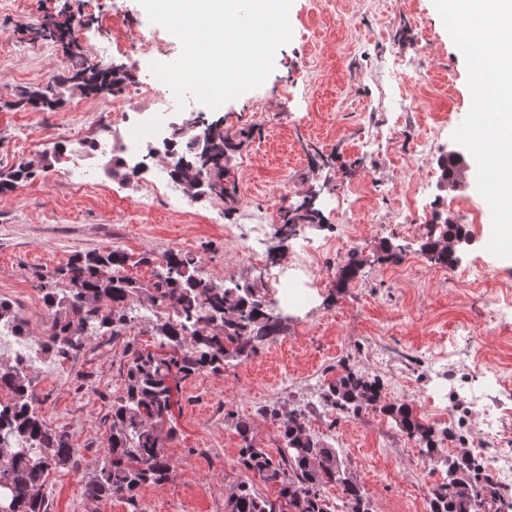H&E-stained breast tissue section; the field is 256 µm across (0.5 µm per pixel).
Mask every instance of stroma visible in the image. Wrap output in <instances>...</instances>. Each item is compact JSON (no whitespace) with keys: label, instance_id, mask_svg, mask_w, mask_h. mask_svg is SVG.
I'll list each match as a JSON object with an SVG mask.
<instances>
[{"label":"stroma","instance_id":"obj_1","mask_svg":"<svg viewBox=\"0 0 512 512\" xmlns=\"http://www.w3.org/2000/svg\"><path fill=\"white\" fill-rule=\"evenodd\" d=\"M289 19L307 37L277 49L269 83L215 109L187 99L169 117L179 124L200 115L223 120L230 134L248 132L226 162L230 200L207 195L182 208L161 195L136 216L137 184L109 173L118 154L99 155L57 131L77 104L85 121H95L111 106V95L68 92L52 111L15 108L22 90L45 87L73 64L60 46L32 39L29 30L45 21L72 24L87 60L111 49L114 37L152 35L153 56L112 59L138 76L149 73L152 61L176 60L180 41L152 23L139 0H0V170L22 161L46 164L19 189L0 193V299L25 321L28 346H37L52 320L38 274L79 253L120 250L130 258L125 274L146 282L151 269L139 257L163 259L180 239L205 266L206 280L224 288L254 286L280 317L276 335L258 343L248 359L227 360L222 372L181 383L173 423L159 427L171 470L162 483L140 488L142 512H224L225 497L246 478L257 494L276 500L278 485L241 470L242 438L232 419H249L256 446L276 454L282 440L261 409L326 413L327 385L343 365L379 378L393 401L419 412L427 394L447 388V371L419 384L396 377L417 373L440 351L453 352L457 366L498 370L512 380V314L503 326L489 314L490 299H512V258L487 249L492 217L475 178L441 192L437 179L426 176L456 149L452 135L472 104L464 56L433 0H333L324 13L312 0H293ZM377 136L382 151L363 148ZM423 140L427 151L414 152ZM64 152L95 176L81 192L71 191L60 172ZM282 192L292 206L314 199L322 220L299 225L285 241L269 232L263 248L273 265H291L313 243L329 248L324 265L312 272L322 287L300 305H284L264 270L242 259L224 231ZM412 198L431 223L398 222L399 209ZM469 209L483 212V226L461 261L446 267L424 245L447 233V218L463 220ZM370 219L377 231H365ZM353 227L364 236L352 249L340 248ZM352 262L355 275L339 282V269ZM477 262L493 272L492 281L472 288L456 279ZM133 305L141 316L136 332L92 334L77 356L61 362L43 354L30 370L42 418L67 431L77 450L73 465L47 479L49 512H131L117 498L104 505L87 500L84 487L107 454L112 402L125 391L131 349H160L154 327L162 314L150 312L144 297ZM378 358L386 368H376ZM171 427L177 433L170 439ZM320 438L336 448L372 512H430L406 486L418 477L442 482L444 457L407 451L408 437L390 417L372 411L345 417Z\"/></svg>","mask_w":512,"mask_h":512}]
</instances>
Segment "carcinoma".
I'll return each instance as SVG.
<instances>
[{
  "label": "carcinoma",
  "instance_id": "obj_1",
  "mask_svg": "<svg viewBox=\"0 0 512 512\" xmlns=\"http://www.w3.org/2000/svg\"><path fill=\"white\" fill-rule=\"evenodd\" d=\"M34 33L42 40L61 44L67 52L74 45L65 23L42 25ZM126 80L128 73L119 68L83 63L63 70L55 85L26 92L14 107L54 110L59 105L56 85L95 97L105 88L117 92ZM205 129L211 134L210 151L197 153L189 143L174 169V178L194 199L224 181V160L242 145L217 123L207 124ZM35 175L33 163L20 162L0 172V192L13 190ZM318 219L316 209L303 212L299 206L286 208L280 228L289 237L297 225L314 224ZM128 262L127 254L119 250L78 255L40 275L39 287L53 316L42 349L60 362L78 354L90 332L106 328L111 335L120 336L127 331L129 323L135 321L130 316V302L145 290L151 305L170 303L178 309L179 320L168 319L154 329L155 335L162 337L161 347L171 349L170 353L131 352L126 391L112 403L107 458L85 487L91 501L102 503L118 497L126 500L133 512H139L137 490L162 482L171 469L158 430L171 415L170 382L205 370L219 371L230 358H248L254 351L251 341L272 335L277 317L265 310L250 285L221 288L202 280L197 258L190 253L170 254L162 262L149 255L140 257L137 264L152 268V280L146 285L119 275ZM62 280L69 290L61 295L57 286ZM1 322L18 339L27 336L25 322L3 299ZM22 364L23 355L18 352L9 359L0 357V391L9 396L7 401H0V496L7 498L10 512H48L42 488L52 471L70 464L74 448L66 431L51 428L41 418L33 379L23 373ZM325 401L347 417L370 409L385 413L418 442L421 453L429 456L436 455L439 443L451 434L447 428L438 432L421 423L420 416L406 403L382 401L379 382L346 364L343 373L328 384ZM261 414L277 422L283 447L276 458L256 447L250 437V421L239 419L234 426L243 440L240 463L263 481L279 485L281 501L256 494L249 482L242 481L225 499L224 512H371L359 483L347 475L336 449L312 434L303 411L265 408ZM446 464L445 481L431 488L430 512H503L499 507L501 492L479 459L462 452L448 458ZM333 483L341 491L336 503L327 492Z\"/></svg>",
  "mask_w": 512,
  "mask_h": 512
}]
</instances>
